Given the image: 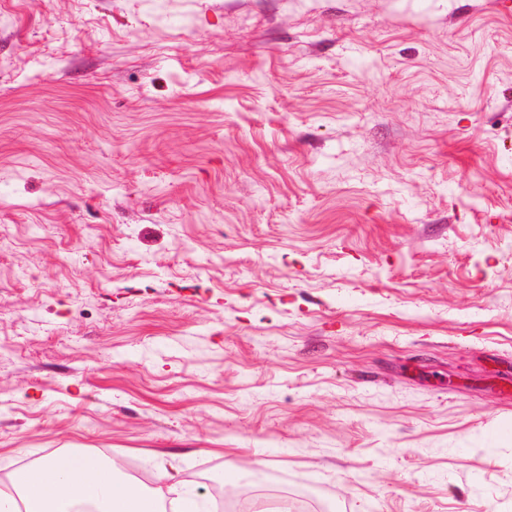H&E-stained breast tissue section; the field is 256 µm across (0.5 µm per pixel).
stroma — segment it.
Instances as JSON below:
<instances>
[{
    "label": "stroma",
    "mask_w": 512,
    "mask_h": 512,
    "mask_svg": "<svg viewBox=\"0 0 512 512\" xmlns=\"http://www.w3.org/2000/svg\"><path fill=\"white\" fill-rule=\"evenodd\" d=\"M501 3L0 0V483L512 512ZM24 512H163L162 488L148 491L121 478L95 452H69L30 466L14 486Z\"/></svg>",
    "instance_id": "stroma-1"
}]
</instances>
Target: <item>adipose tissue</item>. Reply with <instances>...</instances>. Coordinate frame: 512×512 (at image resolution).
Segmentation results:
<instances>
[{
	"label": "adipose tissue",
	"mask_w": 512,
	"mask_h": 512,
	"mask_svg": "<svg viewBox=\"0 0 512 512\" xmlns=\"http://www.w3.org/2000/svg\"><path fill=\"white\" fill-rule=\"evenodd\" d=\"M169 492L179 512H199L197 497L183 493L178 483L149 491L120 477L96 453L69 452L30 466L15 489L0 488V512H164Z\"/></svg>",
	"instance_id": "ef3b65f1"
}]
</instances>
